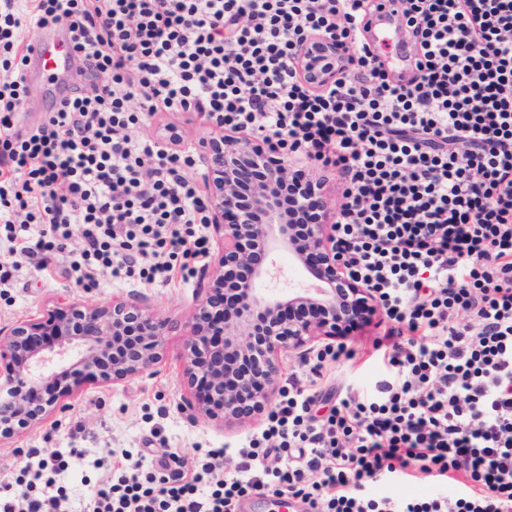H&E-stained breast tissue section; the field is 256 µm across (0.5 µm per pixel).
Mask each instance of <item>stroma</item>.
<instances>
[{"label":"stroma","mask_w":512,"mask_h":512,"mask_svg":"<svg viewBox=\"0 0 512 512\" xmlns=\"http://www.w3.org/2000/svg\"><path fill=\"white\" fill-rule=\"evenodd\" d=\"M208 270L193 278H174L143 288V295L161 319L168 324L167 355L153 373L114 386L87 383L67 400L65 411L56 414L54 424L34 429L0 443V474L13 475L24 464L26 451L45 448L67 456L69 466L56 475L70 497L74 512H82L88 486L104 480L115 454L137 451L145 440H152L155 451L178 449L192 459L206 448L235 447L245 436L260 433L264 418L227 429L195 415L186 402L193 398L182 377L180 354L188 323L204 294ZM135 286L107 277L93 288L76 286L63 274L46 279L33 267L16 272L13 282L0 287V326L38 314L58 296L75 301L108 302L135 293ZM392 326L383 312L350 332L347 342L354 349L353 360L326 364L323 374L332 382H343L370 392L385 375L384 367L368 357L375 337Z\"/></svg>","instance_id":"35a3bbf8"}]
</instances>
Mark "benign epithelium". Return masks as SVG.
Returning a JSON list of instances; mask_svg holds the SVG:
<instances>
[{
  "label": "benign epithelium",
  "instance_id": "1",
  "mask_svg": "<svg viewBox=\"0 0 512 512\" xmlns=\"http://www.w3.org/2000/svg\"><path fill=\"white\" fill-rule=\"evenodd\" d=\"M212 237L218 249L188 325L183 374L197 413L235 427L259 416L279 390L285 362L328 348L368 322L377 300L347 275L324 181L306 178L294 210L280 186L294 170L260 142L211 137L203 152ZM276 252L312 287L271 288ZM166 321L141 297L104 304L59 299L0 327V441L41 427L88 380L115 385L164 358Z\"/></svg>",
  "mask_w": 512,
  "mask_h": 512
}]
</instances>
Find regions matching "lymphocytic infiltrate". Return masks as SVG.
Instances as JSON below:
<instances>
[{
    "label": "lymphocytic infiltrate",
    "instance_id": "1",
    "mask_svg": "<svg viewBox=\"0 0 512 512\" xmlns=\"http://www.w3.org/2000/svg\"><path fill=\"white\" fill-rule=\"evenodd\" d=\"M417 52L394 83L369 37L374 0H0V285L20 259L86 288L163 283L209 257L196 115L342 178L336 243L391 331L386 376L337 391L329 415L289 379L257 438L189 461L123 451L87 512H238L255 493L306 512H512V0H396ZM67 23L91 82L26 127L24 32ZM331 47L326 77L303 52ZM65 266H58V259ZM32 449L0 512H72ZM425 474L455 497L394 499L371 484Z\"/></svg>",
    "mask_w": 512,
    "mask_h": 512
}]
</instances>
